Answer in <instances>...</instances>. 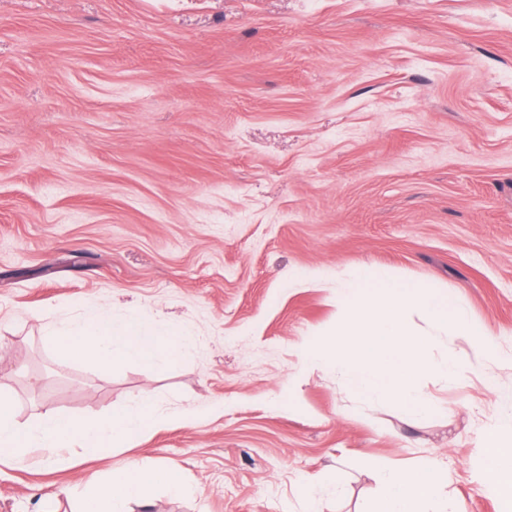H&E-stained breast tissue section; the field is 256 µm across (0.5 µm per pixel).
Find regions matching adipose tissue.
<instances>
[{
    "label": "adipose tissue",
    "mask_w": 512,
    "mask_h": 512,
    "mask_svg": "<svg viewBox=\"0 0 512 512\" xmlns=\"http://www.w3.org/2000/svg\"><path fill=\"white\" fill-rule=\"evenodd\" d=\"M48 336L66 359H89L104 367L137 360L161 372L178 362L184 341L174 328L149 333L137 320L116 324L93 312L52 325ZM164 418L152 399L143 395L133 408L90 422L48 414L22 429L15 423L11 400L1 397L0 457L21 463L31 448L55 457L75 443L85 455L103 457ZM482 442L486 453L480 479L501 499L504 512H512L511 408L498 413ZM377 470L382 495L368 512H458L448 492V471L438 460L428 457L414 468L381 464ZM157 485L176 498L188 493L175 471L134 461L86 487L76 498L75 512H128L132 500L144 497Z\"/></svg>",
    "instance_id": "adipose-tissue-1"
}]
</instances>
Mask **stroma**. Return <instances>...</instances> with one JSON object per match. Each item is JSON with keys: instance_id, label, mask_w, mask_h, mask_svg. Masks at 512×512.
Returning a JSON list of instances; mask_svg holds the SVG:
<instances>
[{"instance_id": "35a3bbf8", "label": "stroma", "mask_w": 512, "mask_h": 512, "mask_svg": "<svg viewBox=\"0 0 512 512\" xmlns=\"http://www.w3.org/2000/svg\"><path fill=\"white\" fill-rule=\"evenodd\" d=\"M361 264L448 289L512 356V0H0V396L23 427L169 414L102 459L0 463V512H70L45 493L134 459L192 493L132 512H304L300 476L333 471L324 512H364L372 462L427 456L460 512H501L480 437L512 369L432 337L470 370L420 376L441 409L411 415L300 360ZM89 308L180 330L179 363L63 359L47 326Z\"/></svg>"}]
</instances>
